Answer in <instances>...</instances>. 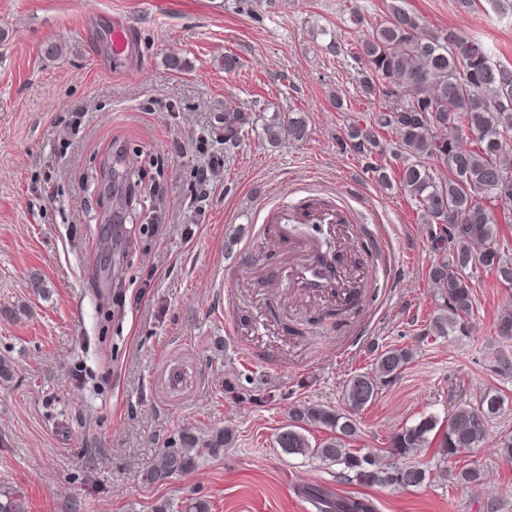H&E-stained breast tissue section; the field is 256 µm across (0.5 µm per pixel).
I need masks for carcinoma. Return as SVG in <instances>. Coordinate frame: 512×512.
<instances>
[{
	"label": "carcinoma",
	"instance_id": "carcinoma-1",
	"mask_svg": "<svg viewBox=\"0 0 512 512\" xmlns=\"http://www.w3.org/2000/svg\"><path fill=\"white\" fill-rule=\"evenodd\" d=\"M354 59L359 65L358 92L379 100V106L372 117L348 123L337 145L370 160L367 171L374 181L396 184L419 204L422 223L439 227L431 240L446 257L431 268L429 278L443 304L428 334L467 336L476 308L474 271L483 268L497 286L512 289V65L492 61L481 42L458 31L425 27L405 0H391L386 19L358 44ZM254 125L273 147L307 136L301 116L285 119L279 112L252 114L228 105L224 146L238 147L243 129ZM387 134L395 138L401 160L395 181L387 166L371 162L385 152ZM495 326L501 341H512L511 308L501 311ZM414 361L412 347H386L369 371L346 381L342 394L347 409L296 403L276 444L288 454L336 465L344 478L361 485H423L430 472L412 462L421 449L434 444L444 459L461 458L481 447L490 422L501 417L506 406L502 395L485 391L473 402L452 408L443 423L428 416L393 433L383 456L350 447L360 437L359 413ZM312 428L326 436L311 442ZM233 442L228 428L202 442L187 433L180 447L163 448L154 456L142 479L156 484L187 474L198 447L217 455ZM497 448L499 457L511 464V430L501 432ZM457 479L477 488L485 475L467 463ZM306 494L318 512H374L364 497L335 502L314 486Z\"/></svg>",
	"mask_w": 512,
	"mask_h": 512
}]
</instances>
